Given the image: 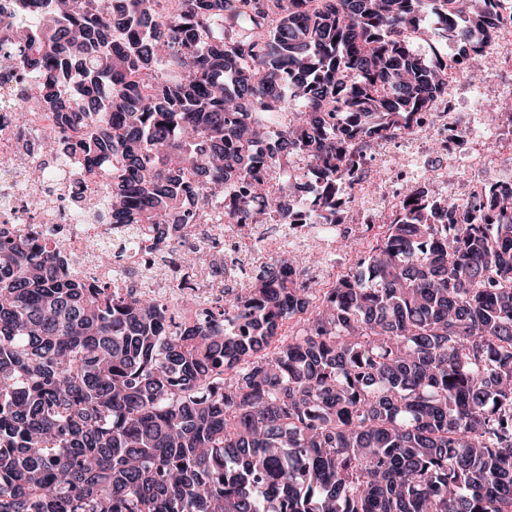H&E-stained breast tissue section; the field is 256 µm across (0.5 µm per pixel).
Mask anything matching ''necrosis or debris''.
Returning <instances> with one entry per match:
<instances>
[{"label": "necrosis or debris", "mask_w": 512, "mask_h": 512, "mask_svg": "<svg viewBox=\"0 0 512 512\" xmlns=\"http://www.w3.org/2000/svg\"><path fill=\"white\" fill-rule=\"evenodd\" d=\"M487 68L478 89L465 86V59H452L441 91L425 111L411 115L407 130H383L370 146L355 154L354 165L325 197L319 181L308 173L300 150L271 165L261 175L264 188L280 194L291 191L285 203L287 220L271 214L266 224H240L222 218L223 204L193 210L196 238H172L169 245L155 241L153 225H142L131 236L132 250L99 258L98 246L127 235L124 226L94 221L102 206L106 172L88 173L81 161L65 163L61 181L52 190L12 171L0 170V226L16 234L36 230L48 242L61 241L65 252L80 262L82 275L103 281L110 291L152 296L174 308L177 327L200 321L222 304L225 294L250 288L257 270L275 263L287 248L323 255L309 267L307 279L326 294L354 275L368 252L383 241L390 224L403 216L408 186L424 180L434 208L433 221H448V205L470 204L490 192L512 190V87L499 79L512 68V5L501 4L496 26L484 50ZM34 73L18 60L0 53V158L22 156L32 164L48 159L43 142L60 138L52 112L38 101L14 100L8 94L19 84L32 85ZM492 100L495 109L478 113L477 124L462 121L458 108L466 97ZM357 243L337 257L342 237ZM193 251L198 260L183 267L181 256Z\"/></svg>", "instance_id": "4bbe7bcc"}]
</instances>
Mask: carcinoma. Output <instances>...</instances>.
<instances>
[{"label":"carcinoma","instance_id":"cac0c4a2","mask_svg":"<svg viewBox=\"0 0 512 512\" xmlns=\"http://www.w3.org/2000/svg\"><path fill=\"white\" fill-rule=\"evenodd\" d=\"M453 0H12L32 23L9 48L35 96L77 137L44 146L96 172L112 224L196 232L191 207L232 200L266 224L249 145L279 112L298 119L325 197L351 142L321 111L332 96L356 133L396 129L442 85L445 58L402 31ZM455 42L474 62L499 0H459ZM52 182L55 167L0 161ZM502 217L448 206L405 220L309 311L289 278L317 260L285 252L248 297L224 296L176 334L174 311L115 298L58 246L0 232V512H512V191Z\"/></svg>","mask_w":512,"mask_h":512}]
</instances>
